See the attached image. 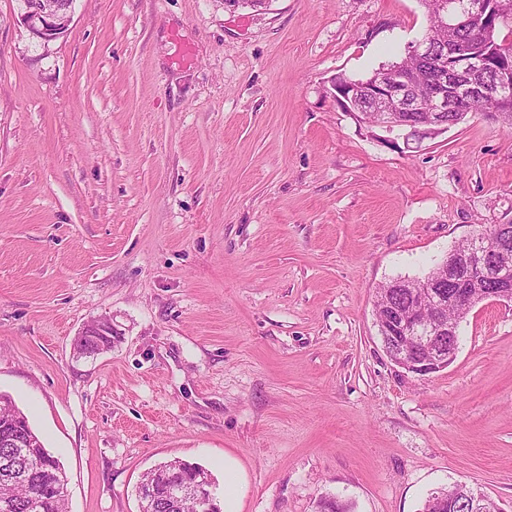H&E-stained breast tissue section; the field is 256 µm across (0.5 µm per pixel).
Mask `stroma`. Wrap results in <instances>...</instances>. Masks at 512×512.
Instances as JSON below:
<instances>
[{
    "label": "stroma",
    "mask_w": 512,
    "mask_h": 512,
    "mask_svg": "<svg viewBox=\"0 0 512 512\" xmlns=\"http://www.w3.org/2000/svg\"><path fill=\"white\" fill-rule=\"evenodd\" d=\"M0 0V393L68 512H138L172 459L234 512H420L465 482L512 512V302L425 376L375 292L512 221V131L385 143L330 95L424 34L419 0H76L41 41ZM108 317L111 351L73 341ZM176 468L184 470L185 472L189 473V475H191V476H196L197 473H199L201 470L202 471L204 470L203 468H201L197 465L183 462L181 460H171L168 462L161 463L158 466H156L155 468L146 472L142 476L141 481L155 484V486H159L164 482V480L166 478V474L171 469H176ZM205 472H207V471H205Z\"/></svg>",
    "instance_id": "stroma-1"
}]
</instances>
